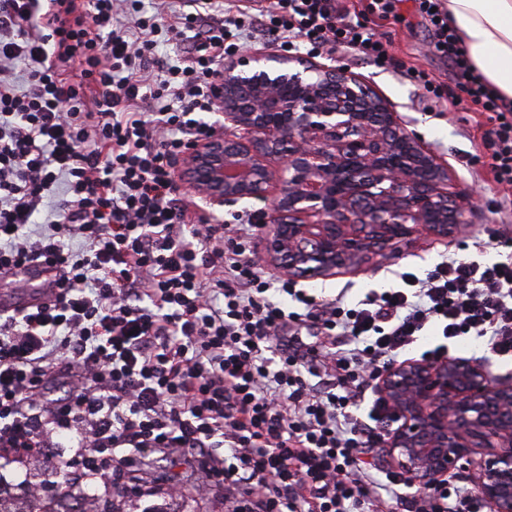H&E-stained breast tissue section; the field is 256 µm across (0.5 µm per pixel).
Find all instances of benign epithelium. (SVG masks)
<instances>
[{
    "label": "benign epithelium",
    "instance_id": "obj_1",
    "mask_svg": "<svg viewBox=\"0 0 512 512\" xmlns=\"http://www.w3.org/2000/svg\"><path fill=\"white\" fill-rule=\"evenodd\" d=\"M292 62H224L215 97L238 134L193 143L181 161L182 179L206 202L269 201L266 265L325 279L466 223L472 196L452 187L448 165L380 94L344 67ZM375 385L396 421L385 447L410 485L427 489L465 469L491 512H512L511 383L450 356L383 369Z\"/></svg>",
    "mask_w": 512,
    "mask_h": 512
}]
</instances>
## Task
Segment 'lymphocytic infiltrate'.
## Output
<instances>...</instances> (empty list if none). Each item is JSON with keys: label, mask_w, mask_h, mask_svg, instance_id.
<instances>
[{"label": "lymphocytic infiltrate", "mask_w": 512, "mask_h": 512, "mask_svg": "<svg viewBox=\"0 0 512 512\" xmlns=\"http://www.w3.org/2000/svg\"><path fill=\"white\" fill-rule=\"evenodd\" d=\"M418 4L512 189V102L474 69L443 0ZM162 6L0 0V282L44 272L31 305L0 310V453L20 460L73 430L72 487L156 495L127 469L149 453L201 461L224 512H485L465 480L410 493L375 463L394 418L372 380L431 328L443 342L425 360L461 336L511 360L512 261L453 254L352 306L267 278L259 225L212 223L174 169L215 134V79L260 24L224 0ZM262 25L291 54L389 62L336 0H273ZM163 35L184 49L177 64L155 58Z\"/></svg>", "instance_id": "1"}]
</instances>
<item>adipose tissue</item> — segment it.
<instances>
[{"mask_svg": "<svg viewBox=\"0 0 512 512\" xmlns=\"http://www.w3.org/2000/svg\"><path fill=\"white\" fill-rule=\"evenodd\" d=\"M447 8L477 71L512 101V0H448Z\"/></svg>", "mask_w": 512, "mask_h": 512, "instance_id": "ef3b65f1", "label": "adipose tissue"}]
</instances>
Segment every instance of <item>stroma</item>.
<instances>
[{
  "label": "stroma",
  "mask_w": 512,
  "mask_h": 512,
  "mask_svg": "<svg viewBox=\"0 0 512 512\" xmlns=\"http://www.w3.org/2000/svg\"><path fill=\"white\" fill-rule=\"evenodd\" d=\"M370 0H338L340 9L368 18L377 35L390 45L395 63L385 69L372 66L358 57L336 53L322 54L321 63L347 66L352 73L370 85L389 103L391 109L410 121L412 129L434 152L448 163V170L458 190L474 194L478 206L468 217L467 224L447 242L437 243L429 238L416 239L394 255L376 257L370 269L357 273H341L328 279L302 281V288L317 298L326 300L345 294L347 302L354 303L372 290L401 287V273L424 275L446 254L465 252L470 256L498 261L512 254V213L501 210L504 196L488 167V156L483 146L486 118L475 109L454 108L444 102H434L420 86L408 77L407 68L425 71L443 90H454V75L447 58L433 48V27L421 14L416 0H394L388 18L371 15ZM505 238V245L479 252L475 244L491 236ZM53 445L40 454L21 462L0 463V475L16 495L6 502L17 512L31 504L30 491L41 485H57L63 471L60 462L73 454L75 435L69 431L53 434ZM74 495L78 512H104L115 505L119 512H144L146 507H157L158 512H223V500L209 492L193 497H137L131 492H113L111 486L97 483L83 484Z\"/></svg>",
  "instance_id": "obj_1"
}]
</instances>
